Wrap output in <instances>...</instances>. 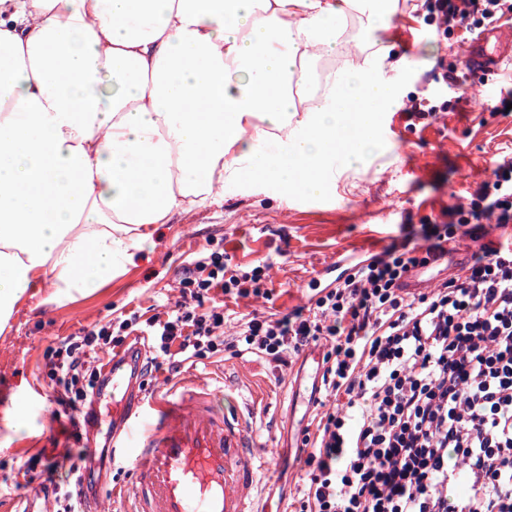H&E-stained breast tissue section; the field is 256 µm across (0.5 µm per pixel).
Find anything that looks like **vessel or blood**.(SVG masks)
<instances>
[{
	"label": "vessel or blood",
	"mask_w": 512,
	"mask_h": 512,
	"mask_svg": "<svg viewBox=\"0 0 512 512\" xmlns=\"http://www.w3.org/2000/svg\"><path fill=\"white\" fill-rule=\"evenodd\" d=\"M474 74L489 78L512 66V30L490 25L467 41ZM121 397L112 426L124 437L113 447L135 450L131 512H258L253 492L264 466L249 443L246 418L224 409L222 392L195 379L180 391L142 400L144 352L134 346L104 367Z\"/></svg>",
	"instance_id": "1"
}]
</instances>
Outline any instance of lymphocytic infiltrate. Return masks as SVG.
<instances>
[{
    "mask_svg": "<svg viewBox=\"0 0 512 512\" xmlns=\"http://www.w3.org/2000/svg\"><path fill=\"white\" fill-rule=\"evenodd\" d=\"M512 14V0H430L441 36ZM512 223V153L492 162L491 179L468 202L443 208L424 227L425 249L402 241L357 263L336 286L292 313L253 316L224 333L215 293L260 294L263 266L229 270L223 249L184 267L181 299L81 329L44 353L58 411L78 451L26 470L53 478L55 512H82L95 455L83 450L109 353L147 336L171 372L221 353L256 355L284 366L290 354L326 341L319 419L302 443L308 453L298 512H512V240L482 245L439 288L401 294L404 275L482 224ZM335 398L327 409L326 398Z\"/></svg>",
    "mask_w": 512,
    "mask_h": 512,
    "instance_id": "lymphocytic-infiltrate-1",
    "label": "lymphocytic infiltrate"
}]
</instances>
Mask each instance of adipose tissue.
Wrapping results in <instances>:
<instances>
[{
    "mask_svg": "<svg viewBox=\"0 0 512 512\" xmlns=\"http://www.w3.org/2000/svg\"><path fill=\"white\" fill-rule=\"evenodd\" d=\"M357 4L0 0V328L29 289L108 285L243 175L320 198L336 157L363 167L400 105L384 67L303 103Z\"/></svg>",
    "mask_w": 512,
    "mask_h": 512,
    "instance_id": "1",
    "label": "adipose tissue"
}]
</instances>
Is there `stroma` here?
Instances as JSON below:
<instances>
[{
    "label": "stroma",
    "instance_id": "obj_1",
    "mask_svg": "<svg viewBox=\"0 0 512 512\" xmlns=\"http://www.w3.org/2000/svg\"><path fill=\"white\" fill-rule=\"evenodd\" d=\"M427 12L428 0H398L391 18L376 27L353 13L351 51L337 63L370 67L384 55L397 56L398 65L387 75L402 98L436 94L447 100V111L419 118L399 109L382 113L366 167L337 171L325 197L286 196L278 185L247 180L225 186L221 203L156 225L135 265L107 286L62 304L48 302V289L35 288L20 302L0 330V512H10L27 493L21 468L31 456L73 445L67 419L52 417L53 390L43 369L47 347L110 313L173 305L183 268L212 244L223 246L231 269L244 273L269 266L268 296H224L225 328L255 314L289 313L316 294L315 280L325 264L338 260L348 268L391 243L419 238L423 224L438 218L443 207L466 201L488 178L492 159L512 152V111L496 107L512 88V73L490 78L482 96L470 80L451 88L425 83L436 60L460 70L466 64L460 35L438 37L423 21ZM327 349L326 342H318L282 370L246 354L182 371L212 387H228L239 405L253 407L250 438L269 461L256 490L260 512H289L302 485L300 437L313 412L293 406L291 397L308 385L318 369L317 355ZM15 409L26 423L19 436L4 422ZM100 479L108 512H124L125 502L113 499L112 492L132 479L129 453L116 451Z\"/></svg>",
    "mask_w": 512,
    "mask_h": 512
}]
</instances>
